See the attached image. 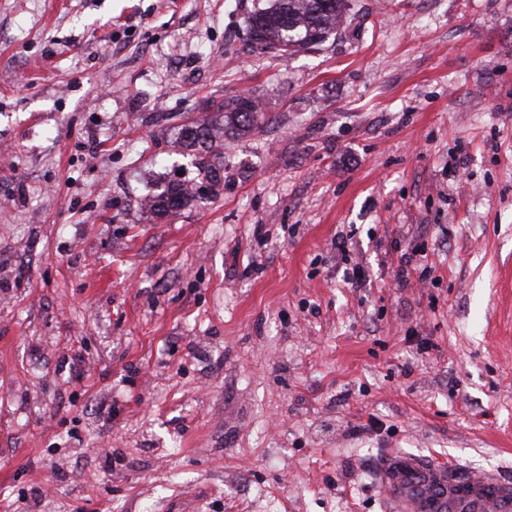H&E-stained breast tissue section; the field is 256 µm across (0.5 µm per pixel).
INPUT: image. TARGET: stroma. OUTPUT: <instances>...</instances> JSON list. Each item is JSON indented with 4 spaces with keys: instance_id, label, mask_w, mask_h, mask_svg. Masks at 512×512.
Here are the masks:
<instances>
[{
    "instance_id": "stroma-1",
    "label": "stroma",
    "mask_w": 512,
    "mask_h": 512,
    "mask_svg": "<svg viewBox=\"0 0 512 512\" xmlns=\"http://www.w3.org/2000/svg\"><path fill=\"white\" fill-rule=\"evenodd\" d=\"M255 2L0 0V512H386L395 452L512 478V0H351L291 56ZM248 95L223 193L138 207Z\"/></svg>"
}]
</instances>
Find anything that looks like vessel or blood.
Wrapping results in <instances>:
<instances>
[{"label":"vessel or blood","mask_w":512,"mask_h":512,"mask_svg":"<svg viewBox=\"0 0 512 512\" xmlns=\"http://www.w3.org/2000/svg\"><path fill=\"white\" fill-rule=\"evenodd\" d=\"M390 512H512V483L491 472L463 476L454 466L390 455L378 474Z\"/></svg>","instance_id":"1"}]
</instances>
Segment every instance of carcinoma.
I'll list each match as a JSON object with an SVG mask.
<instances>
[{
    "label": "carcinoma",
    "instance_id": "1",
    "mask_svg": "<svg viewBox=\"0 0 512 512\" xmlns=\"http://www.w3.org/2000/svg\"><path fill=\"white\" fill-rule=\"evenodd\" d=\"M348 9L349 0H274L249 18L253 44L262 52L282 56L315 49L336 37ZM209 107L220 121L204 118L178 127L177 146L193 157L197 176L170 180L149 199L148 208L158 218L203 200L196 191L198 185L208 190L210 200L224 190V148L217 144V138L252 131L261 112L256 97L227 98L220 103L213 100Z\"/></svg>",
    "mask_w": 512,
    "mask_h": 512
}]
</instances>
